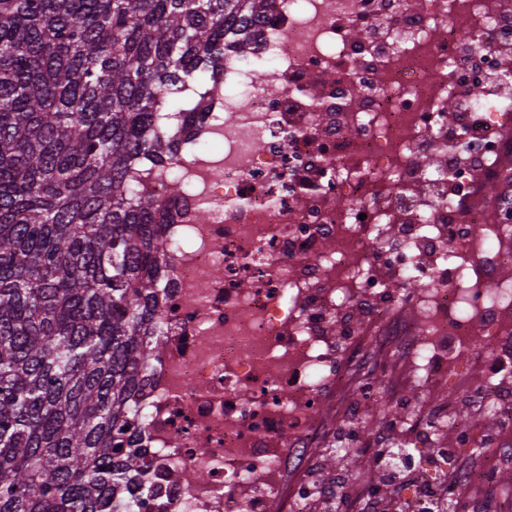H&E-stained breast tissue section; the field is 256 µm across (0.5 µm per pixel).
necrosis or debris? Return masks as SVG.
<instances>
[{"mask_svg":"<svg viewBox=\"0 0 512 512\" xmlns=\"http://www.w3.org/2000/svg\"><path fill=\"white\" fill-rule=\"evenodd\" d=\"M211 98L134 435L158 512H303L322 455L373 444L382 382L392 447L431 451L406 512L512 497V224L485 193L512 174V0H274ZM482 340L475 393L454 358ZM450 442L473 462L449 469Z\"/></svg>","mask_w":512,"mask_h":512,"instance_id":"1","label":"necrosis or debris"}]
</instances>
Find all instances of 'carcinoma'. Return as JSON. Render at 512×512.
Wrapping results in <instances>:
<instances>
[{
	"mask_svg": "<svg viewBox=\"0 0 512 512\" xmlns=\"http://www.w3.org/2000/svg\"><path fill=\"white\" fill-rule=\"evenodd\" d=\"M272 0H0V512H139L167 203Z\"/></svg>",
	"mask_w": 512,
	"mask_h": 512,
	"instance_id": "cac0c4a2",
	"label": "carcinoma"
}]
</instances>
